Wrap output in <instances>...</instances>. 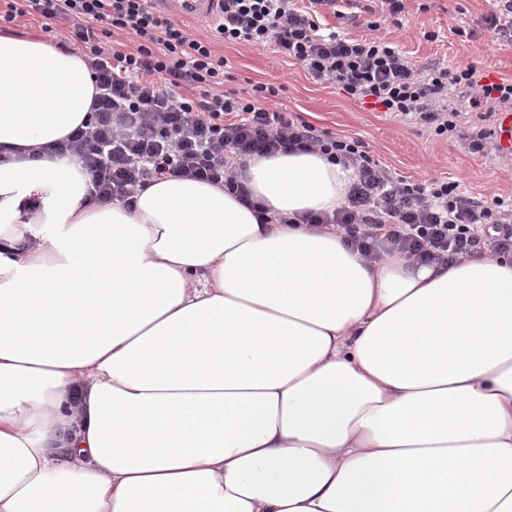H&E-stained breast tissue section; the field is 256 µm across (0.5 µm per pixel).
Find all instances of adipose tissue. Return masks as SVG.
Listing matches in <instances>:
<instances>
[{
	"label": "adipose tissue",
	"instance_id": "adipose-tissue-1",
	"mask_svg": "<svg viewBox=\"0 0 512 512\" xmlns=\"http://www.w3.org/2000/svg\"><path fill=\"white\" fill-rule=\"evenodd\" d=\"M95 92L0 32V512H512V260L367 259L317 151L86 203Z\"/></svg>",
	"mask_w": 512,
	"mask_h": 512
}]
</instances>
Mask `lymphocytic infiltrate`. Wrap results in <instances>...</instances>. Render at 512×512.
Instances as JSON below:
<instances>
[{
	"label": "lymphocytic infiltrate",
	"instance_id": "obj_1",
	"mask_svg": "<svg viewBox=\"0 0 512 512\" xmlns=\"http://www.w3.org/2000/svg\"><path fill=\"white\" fill-rule=\"evenodd\" d=\"M338 0H216V18L192 33L153 0H0V25L38 14L53 34L68 23L97 92L95 123L56 144L78 157L87 198L128 203L161 176L224 184L249 194L234 178V163L274 151H320L353 170L344 204L310 224L333 226L368 259L399 253L422 262L458 257L512 258V203L462 192L458 183L409 182L393 177L370 147L348 136L318 132L293 113L273 107L278 88L254 85L249 97L225 91L226 62L217 42L270 48L302 65L318 83L355 100L373 99L401 120L437 136H457L471 152L495 144V118L512 108V80L483 81L474 64L419 66L380 36L349 38L322 31L319 9ZM132 49L118 47V37ZM471 109L462 111L457 98Z\"/></svg>",
	"mask_w": 512,
	"mask_h": 512
}]
</instances>
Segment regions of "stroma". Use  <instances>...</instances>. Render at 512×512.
<instances>
[{
    "label": "stroma",
    "instance_id": "stroma-1",
    "mask_svg": "<svg viewBox=\"0 0 512 512\" xmlns=\"http://www.w3.org/2000/svg\"><path fill=\"white\" fill-rule=\"evenodd\" d=\"M402 27L383 21L381 33L394 41L413 62L427 65L475 63L480 71L497 69L512 79V42L497 39L484 18L492 0H404ZM372 0H352L340 14L323 13V26L355 37L364 34ZM436 33L429 41L425 32ZM227 60L232 79L227 89L246 93L259 83L279 87L276 104L300 115L318 130L360 139L392 175L459 181L477 197L512 198V160L495 154H473L458 137L431 134L400 122L382 109L346 97L336 87L315 83L298 63L272 50L240 44H216Z\"/></svg>",
    "mask_w": 512,
    "mask_h": 512
}]
</instances>
